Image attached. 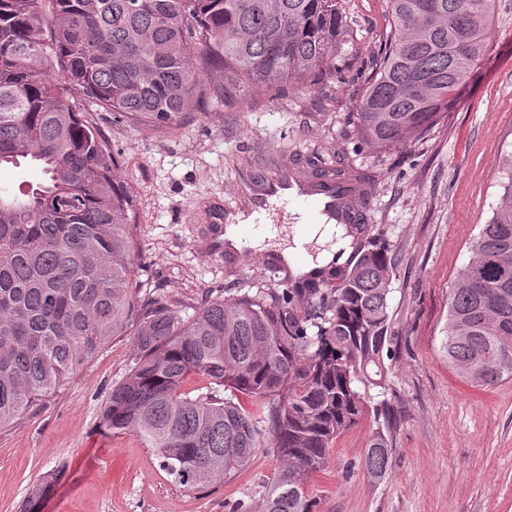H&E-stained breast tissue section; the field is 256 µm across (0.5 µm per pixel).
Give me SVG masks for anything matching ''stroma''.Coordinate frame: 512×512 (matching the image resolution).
Wrapping results in <instances>:
<instances>
[{"label": "stroma", "instance_id": "35a3bbf8", "mask_svg": "<svg viewBox=\"0 0 512 512\" xmlns=\"http://www.w3.org/2000/svg\"><path fill=\"white\" fill-rule=\"evenodd\" d=\"M348 24L336 46V76L312 86L232 84L222 104L185 113L178 130L152 128L88 102L108 142L132 209V294L163 290L194 315L206 299L261 286L283 289L285 271L255 250L248 265L215 257L194 215L207 198L233 201L248 180L290 163L324 162L369 174L368 236L395 263L389 295L392 350L385 399L400 420L392 469L363 467L377 424L365 414L333 441L307 489L316 512H512V379L472 386L443 344L450 289L467 266L471 239L490 221L512 162V0H495L482 59L426 132L383 150L359 140L358 100L389 31L387 0H342ZM134 328L45 401L0 428V512H19L29 488L58 468L66 479L42 512H225L280 464L257 453L250 468L202 497L183 490L134 433L102 420L113 383L129 371Z\"/></svg>", "mask_w": 512, "mask_h": 512}]
</instances>
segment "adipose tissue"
Listing matches in <instances>:
<instances>
[{"label":"adipose tissue","instance_id":"1","mask_svg":"<svg viewBox=\"0 0 512 512\" xmlns=\"http://www.w3.org/2000/svg\"><path fill=\"white\" fill-rule=\"evenodd\" d=\"M291 236L281 255L296 277L329 266L337 253L351 251L349 237L337 224H296Z\"/></svg>","mask_w":512,"mask_h":512}]
</instances>
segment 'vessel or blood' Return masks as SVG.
Masks as SVG:
<instances>
[{
    "instance_id": "obj_1",
    "label": "vessel or blood",
    "mask_w": 512,
    "mask_h": 512,
    "mask_svg": "<svg viewBox=\"0 0 512 512\" xmlns=\"http://www.w3.org/2000/svg\"><path fill=\"white\" fill-rule=\"evenodd\" d=\"M344 188L336 185L319 187L312 185L296 174L295 170L284 167L273 177L257 178L251 184L249 193L238 200L235 208H227L223 202H215L204 212L202 220L208 225L209 239L213 253H221L222 247L217 239L223 233L225 220L236 216H250L255 213L271 212L274 200L283 204L299 203L308 214L311 223L341 224L345 215L341 208Z\"/></svg>"
}]
</instances>
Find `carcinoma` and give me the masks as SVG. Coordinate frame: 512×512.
Masks as SVG:
<instances>
[{
	"label": "carcinoma",
	"mask_w": 512,
	"mask_h": 512,
	"mask_svg": "<svg viewBox=\"0 0 512 512\" xmlns=\"http://www.w3.org/2000/svg\"><path fill=\"white\" fill-rule=\"evenodd\" d=\"M390 31L358 102L362 140L383 149L431 127L480 60L493 0H387ZM341 0H0V166L34 163L48 181L0 195V428L54 393L128 324L132 365L102 418L133 432L189 493L247 469L259 450L282 468L227 512H315L306 478L332 442L370 411L367 473L391 471L396 418L368 405L385 388L390 344L388 250L366 245L365 175L314 165L343 202L355 263L207 301L183 316L158 292H130L128 197L112 152L63 82L112 111L176 125L224 100L210 75L253 87L314 83L336 72ZM467 43L457 47V33ZM505 201L470 245L448 300V363L478 386L512 378V169ZM210 381L185 390L189 376ZM258 406L253 412L242 399ZM58 470L22 512H41Z\"/></svg>",
	"instance_id": "obj_1"
}]
</instances>
